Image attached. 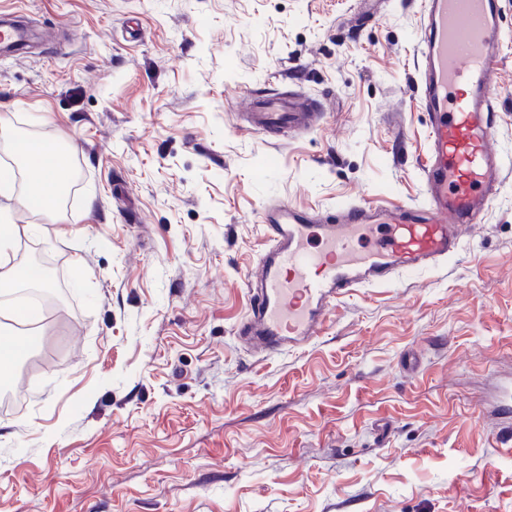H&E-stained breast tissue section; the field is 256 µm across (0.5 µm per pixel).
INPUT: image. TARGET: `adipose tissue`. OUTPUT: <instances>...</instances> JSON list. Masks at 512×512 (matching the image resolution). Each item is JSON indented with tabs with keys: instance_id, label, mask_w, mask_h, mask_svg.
<instances>
[{
	"instance_id": "obj_1",
	"label": "adipose tissue",
	"mask_w": 512,
	"mask_h": 512,
	"mask_svg": "<svg viewBox=\"0 0 512 512\" xmlns=\"http://www.w3.org/2000/svg\"><path fill=\"white\" fill-rule=\"evenodd\" d=\"M0 149L20 158L26 167L27 204L57 192L68 180L64 159L48 140L11 134L0 137ZM36 230V225L16 223L9 214L0 212V291L15 294L29 288L26 270L15 260V249L21 239Z\"/></svg>"
}]
</instances>
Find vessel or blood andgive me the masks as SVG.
<instances>
[{
	"instance_id": "b4317fda",
	"label": "vessel or blood",
	"mask_w": 512,
	"mask_h": 512,
	"mask_svg": "<svg viewBox=\"0 0 512 512\" xmlns=\"http://www.w3.org/2000/svg\"><path fill=\"white\" fill-rule=\"evenodd\" d=\"M419 36L421 98L431 159L426 211L354 203L328 216L284 203L258 212L268 247L248 274L238 336L263 356L310 344L347 295L456 255L501 184L491 109L499 80L498 0H424ZM316 119L282 99L249 102V128L274 135Z\"/></svg>"
}]
</instances>
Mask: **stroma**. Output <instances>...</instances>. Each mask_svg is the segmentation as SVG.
I'll return each instance as SVG.
<instances>
[{
    "mask_svg": "<svg viewBox=\"0 0 512 512\" xmlns=\"http://www.w3.org/2000/svg\"><path fill=\"white\" fill-rule=\"evenodd\" d=\"M481 226L438 267L345 297L310 345L236 334L259 208L424 207L421 0H0V120L66 144L61 209L0 210L58 262L0 412V512H512V0ZM319 126L266 138L248 98Z\"/></svg>",
    "mask_w": 512,
    "mask_h": 512,
    "instance_id": "35a3bbf8",
    "label": "stroma"
}]
</instances>
